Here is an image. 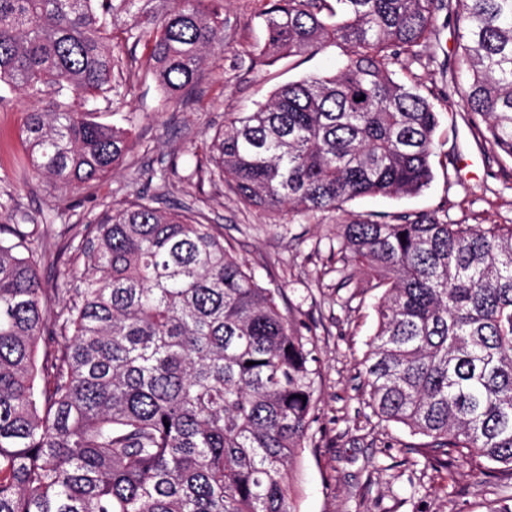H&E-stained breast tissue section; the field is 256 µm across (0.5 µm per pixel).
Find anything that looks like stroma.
Wrapping results in <instances>:
<instances>
[{"instance_id":"stroma-1","label":"stroma","mask_w":512,"mask_h":512,"mask_svg":"<svg viewBox=\"0 0 512 512\" xmlns=\"http://www.w3.org/2000/svg\"><path fill=\"white\" fill-rule=\"evenodd\" d=\"M261 7V0H226L224 45L180 99L162 102L149 77L128 95L97 99L99 121H111L116 112L133 116L135 148L114 175L79 191H55L33 171L21 136L31 104L8 94L0 102V195L15 197L10 221L47 225L51 251L72 260L68 244L106 208L143 196L164 210L180 206L204 213L258 283L276 291L280 308L316 335L313 437L298 462V512H489L498 485L512 481L511 474L484 479L460 460L424 467L417 454L424 437L381 421L369 407L364 358L377 329L380 292L339 286L336 226L401 213L448 224L512 225V158L486 142L456 103L440 114L434 179L419 195L359 198L310 216L245 206L215 173L208 134L223 129L234 113L252 111L277 87L336 72L342 61L334 46L273 63L254 56L265 37L255 17ZM437 30L426 59L410 69L426 90L453 99L454 17L440 15Z\"/></svg>"}]
</instances>
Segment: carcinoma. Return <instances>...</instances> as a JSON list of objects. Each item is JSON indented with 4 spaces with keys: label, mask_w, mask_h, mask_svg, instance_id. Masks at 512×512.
Listing matches in <instances>:
<instances>
[{
    "label": "carcinoma",
    "mask_w": 512,
    "mask_h": 512,
    "mask_svg": "<svg viewBox=\"0 0 512 512\" xmlns=\"http://www.w3.org/2000/svg\"><path fill=\"white\" fill-rule=\"evenodd\" d=\"M444 10L458 95L512 158V0H263L258 56L334 44L346 59L226 120L218 175L246 205L296 215L427 188L440 112L391 66L421 61ZM222 46L224 0H0V90L38 104L21 135L56 188L106 178L134 148L130 117L100 123L70 99L134 87L139 47L176 99ZM44 234L0 224V512H296L318 359L275 292L213 225L143 198L85 225L80 286L55 314ZM336 237L341 286L384 289L364 360L374 414L427 438V467L455 454L512 472V225L403 215Z\"/></svg>",
    "instance_id": "obj_1"
}]
</instances>
